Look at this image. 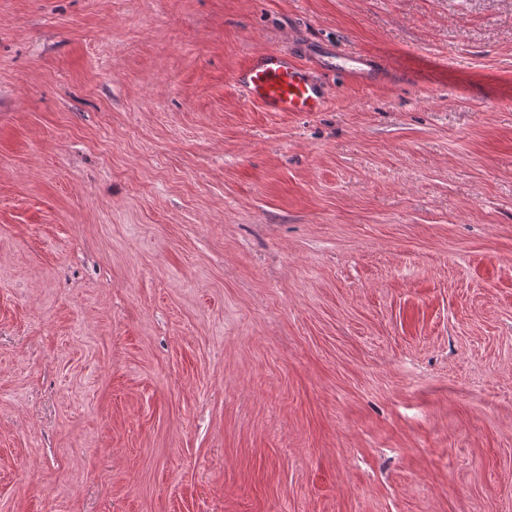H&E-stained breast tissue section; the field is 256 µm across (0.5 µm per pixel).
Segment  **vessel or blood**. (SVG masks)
<instances>
[{"instance_id":"1","label":"vessel or blood","mask_w":512,"mask_h":512,"mask_svg":"<svg viewBox=\"0 0 512 512\" xmlns=\"http://www.w3.org/2000/svg\"><path fill=\"white\" fill-rule=\"evenodd\" d=\"M233 83L267 112H316L326 100L324 88L282 49L254 53L234 73Z\"/></svg>"}]
</instances>
